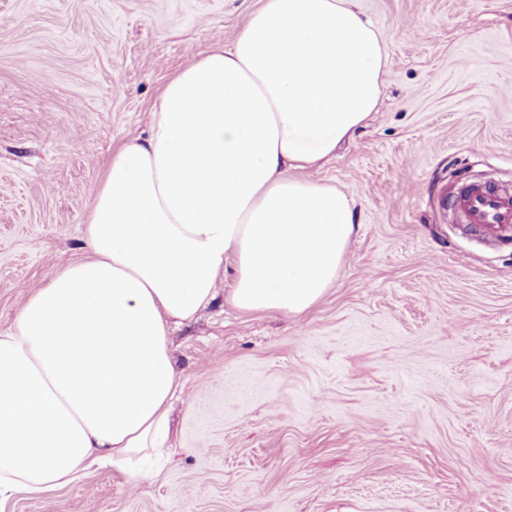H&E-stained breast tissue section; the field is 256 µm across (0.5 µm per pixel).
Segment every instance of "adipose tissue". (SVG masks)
<instances>
[{"mask_svg":"<svg viewBox=\"0 0 512 512\" xmlns=\"http://www.w3.org/2000/svg\"><path fill=\"white\" fill-rule=\"evenodd\" d=\"M386 44L352 0H264L165 85L109 158L66 263L0 333V498L160 452L183 386L169 334L219 297L300 316L334 286L352 198L304 178L383 95Z\"/></svg>","mask_w":512,"mask_h":512,"instance_id":"obj_1","label":"adipose tissue"}]
</instances>
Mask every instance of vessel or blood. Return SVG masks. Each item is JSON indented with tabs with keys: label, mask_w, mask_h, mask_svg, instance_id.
Returning a JSON list of instances; mask_svg holds the SVG:
<instances>
[{
	"label": "vessel or blood",
	"mask_w": 512,
	"mask_h": 512,
	"mask_svg": "<svg viewBox=\"0 0 512 512\" xmlns=\"http://www.w3.org/2000/svg\"><path fill=\"white\" fill-rule=\"evenodd\" d=\"M460 223L471 227L512 230V187L493 182L466 183L451 197Z\"/></svg>",
	"instance_id": "obj_1"
}]
</instances>
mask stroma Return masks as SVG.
<instances>
[{"label":"stroma","mask_w":512,"mask_h":512,"mask_svg":"<svg viewBox=\"0 0 512 512\" xmlns=\"http://www.w3.org/2000/svg\"><path fill=\"white\" fill-rule=\"evenodd\" d=\"M262 0H0V332L62 263L104 163L167 81ZM383 101L313 180L355 201L307 314L221 296L170 336L163 457L0 512H512V239L456 224L466 181L512 186V0H357ZM494 476L497 493L484 489Z\"/></svg>","instance_id":"stroma-1"}]
</instances>
